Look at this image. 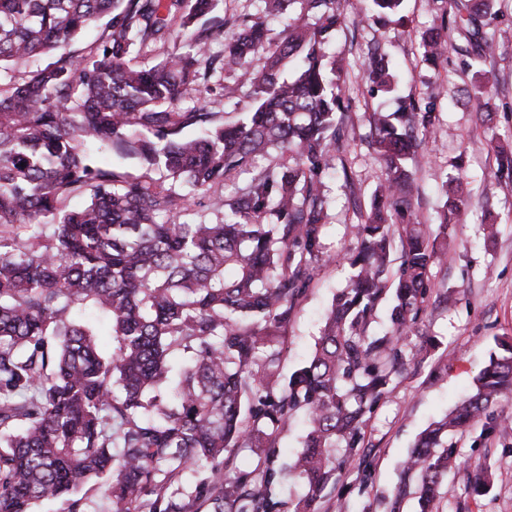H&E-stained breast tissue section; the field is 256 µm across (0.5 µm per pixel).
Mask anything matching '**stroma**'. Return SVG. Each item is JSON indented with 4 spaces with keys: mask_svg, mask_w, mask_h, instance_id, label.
Returning <instances> with one entry per match:
<instances>
[{
    "mask_svg": "<svg viewBox=\"0 0 512 512\" xmlns=\"http://www.w3.org/2000/svg\"><path fill=\"white\" fill-rule=\"evenodd\" d=\"M341 5L348 22L336 41V57L344 68L343 93L350 108L336 159L346 170L326 181L332 202L328 242L337 261L322 271L290 321L280 371L290 375L313 353L333 298L347 283L344 255L352 241L345 227L359 222L384 177L383 163L369 145L364 113L393 112L409 100L434 106L440 122L410 163L421 186L416 206L428 224H438L446 199L443 183L456 176L453 163L459 156L465 160L471 196L457 223L448 227L447 259L433 270L435 288L424 321L410 338L422 346V360L394 378L366 425L361 448L321 499L322 512H391L392 496L403 484L407 494L400 512H418L416 481L404 476L403 459L423 429L472 391L496 339L512 341V184L496 178L492 150L493 144L512 142V43L494 58L499 79L495 112L492 121L484 122L462 95L474 77L463 70L460 55L449 51L447 63L436 69L422 59L421 36L445 0H404L407 21L402 26L362 19L353 0H341ZM377 45L388 53L394 76L387 94L370 92L364 77L363 66ZM230 80V74L213 71L186 107L201 106L235 120L222 91ZM491 222L499 233L488 241L482 227ZM305 432L304 414L298 411L278 436L275 465L283 473L275 493L283 503L281 512H294L304 493L285 469L294 462ZM458 447L484 468L489 487L475 494L464 471L449 472L441 484L439 512H512V429L487 431L479 425L460 438Z\"/></svg>",
    "mask_w": 512,
    "mask_h": 512,
    "instance_id": "35a3bbf8",
    "label": "stroma"
}]
</instances>
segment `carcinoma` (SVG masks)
Wrapping results in <instances>:
<instances>
[{"label": "carcinoma", "instance_id": "carcinoma-1", "mask_svg": "<svg viewBox=\"0 0 512 512\" xmlns=\"http://www.w3.org/2000/svg\"><path fill=\"white\" fill-rule=\"evenodd\" d=\"M261 2L264 15L231 21L215 0H0V512L52 499L86 512L80 492L96 485L115 512H280L271 449L298 410L308 428L294 472L306 493L294 512H320L349 464L336 449L360 447L367 415L417 363L407 336L471 189L452 179L439 234L422 224L409 161L438 117L413 102L365 113L385 177L364 221L349 225L352 274L312 357L285 381L269 350L335 261L324 187L347 106L328 56L344 24L339 0ZM402 2L367 0L366 15L390 20ZM450 2L422 35L423 60L446 61L456 33L465 65L493 57L498 0ZM287 13L270 42L265 17ZM96 25L99 39L73 50ZM226 28L218 60L209 44ZM170 41L180 47L135 62V49ZM39 56L50 61L14 77ZM216 64L234 76L224 98L242 105L230 123L181 108ZM365 75L391 90L382 47ZM488 84L477 74L468 99L489 121ZM496 150L497 178L512 182V147ZM382 311L387 332L373 328ZM496 347L472 394L403 462L419 512H434L452 467L468 471L474 493L487 488L448 436L512 393V342ZM228 448L269 452L258 472L232 473ZM200 469L208 475L191 491H171Z\"/></svg>", "mask_w": 512, "mask_h": 512}]
</instances>
